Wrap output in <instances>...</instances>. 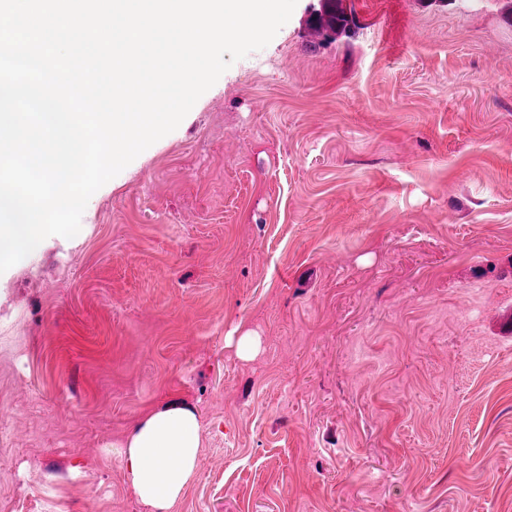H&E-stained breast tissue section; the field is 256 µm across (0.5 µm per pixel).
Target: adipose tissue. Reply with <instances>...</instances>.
<instances>
[{"mask_svg":"<svg viewBox=\"0 0 512 512\" xmlns=\"http://www.w3.org/2000/svg\"><path fill=\"white\" fill-rule=\"evenodd\" d=\"M200 446L191 406L169 404L148 413L120 451L134 494L154 512H170L196 475Z\"/></svg>","mask_w":512,"mask_h":512,"instance_id":"obj_1","label":"adipose tissue"}]
</instances>
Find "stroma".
<instances>
[{"mask_svg":"<svg viewBox=\"0 0 512 512\" xmlns=\"http://www.w3.org/2000/svg\"><path fill=\"white\" fill-rule=\"evenodd\" d=\"M306 5L0 274V512H153L117 447L171 402L172 512H512V22ZM334 1L335 4L333 7L327 9L324 12V15L319 19L317 24L311 23L307 20L308 27L318 34H322L325 39L328 35V32H332L333 34L340 35L346 31L349 26V18L344 14L343 11L339 10L336 4L339 2L338 0H330ZM331 34V39H334V35Z\"/></svg>","mask_w":512,"mask_h":512,"instance_id":"1","label":"stroma"}]
</instances>
